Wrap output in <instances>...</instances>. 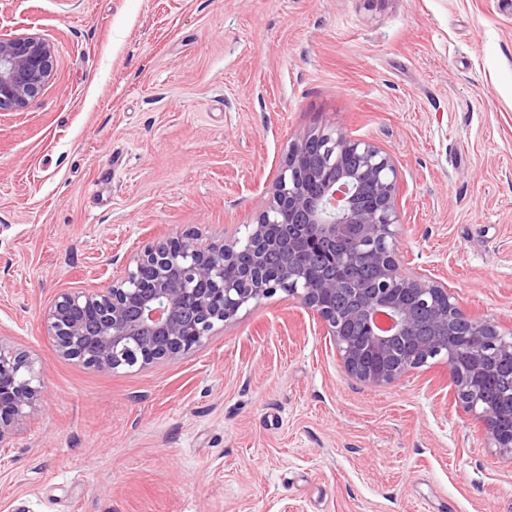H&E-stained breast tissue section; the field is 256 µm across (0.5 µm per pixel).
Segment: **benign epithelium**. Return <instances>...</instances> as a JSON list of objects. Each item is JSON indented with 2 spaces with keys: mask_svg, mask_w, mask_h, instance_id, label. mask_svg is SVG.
<instances>
[{
  "mask_svg": "<svg viewBox=\"0 0 512 512\" xmlns=\"http://www.w3.org/2000/svg\"><path fill=\"white\" fill-rule=\"evenodd\" d=\"M54 48L36 34H0V112L28 107L53 70ZM348 158L336 170L334 156ZM400 179L390 154L341 129L311 130L294 143L268 206L248 225L251 265L238 241L207 245L159 238L123 258L106 288L58 293L45 323L56 353L99 372L174 360L203 346L220 325L278 290L297 299L332 341L345 372L370 386L391 385L441 356L456 401L484 434L512 454V408L484 400L497 365L512 360V328L467 314L447 284L411 266L395 243ZM282 224L283 240L266 228ZM388 239L361 255L353 242ZM287 254L277 279L266 276ZM34 361L0 343V447L42 407Z\"/></svg>",
  "mask_w": 512,
  "mask_h": 512,
  "instance_id": "obj_1",
  "label": "benign epithelium"
}]
</instances>
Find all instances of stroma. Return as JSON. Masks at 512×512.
<instances>
[{"label":"stroma","mask_w":512,"mask_h":512,"mask_svg":"<svg viewBox=\"0 0 512 512\" xmlns=\"http://www.w3.org/2000/svg\"><path fill=\"white\" fill-rule=\"evenodd\" d=\"M0 32L54 46L0 112V339L44 391L0 512H512L445 361L359 383L285 292L145 369L42 325L155 238L243 236L294 141L339 126L399 168L400 251L512 326V0H0Z\"/></svg>","instance_id":"1"}]
</instances>
